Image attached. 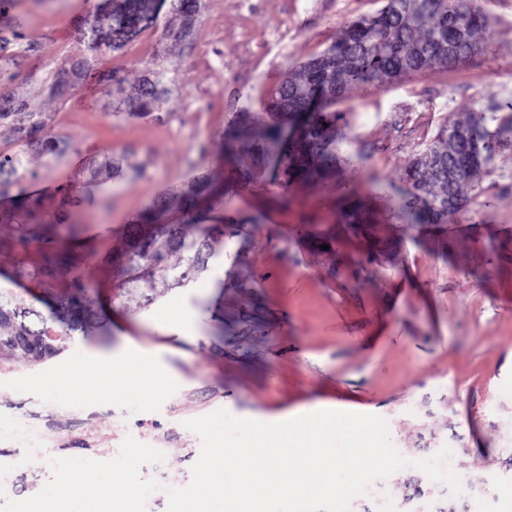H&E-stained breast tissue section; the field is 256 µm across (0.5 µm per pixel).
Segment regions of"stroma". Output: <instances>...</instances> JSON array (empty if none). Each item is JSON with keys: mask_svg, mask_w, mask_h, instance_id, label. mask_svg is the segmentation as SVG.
<instances>
[{"mask_svg": "<svg viewBox=\"0 0 512 512\" xmlns=\"http://www.w3.org/2000/svg\"><path fill=\"white\" fill-rule=\"evenodd\" d=\"M98 0H11L0 11V93L32 99L57 151L20 148L0 127V152L24 151L26 168L5 188L44 194V218L82 225L86 272L104 328L75 332L67 350L40 364H0V512H24L62 472L123 468L140 512H166L167 490L186 486L201 438L186 420L217 410L244 418L287 417L315 403L351 405L388 423L410 467L351 500L350 512H504L512 502V151L501 152L481 192L451 225L402 223L392 204L405 167L444 118L512 96V0H482L490 47L346 93L339 136L364 160L342 163L335 180L261 183L240 189L231 218L263 219L251 237H225L207 272L158 293L147 281L121 297L107 257L117 232L158 193L180 192L218 172L224 127L257 112L299 65L326 50L344 25L375 14L382 0H204L192 34L162 37L167 0L100 78L58 100L52 70L78 53V27ZM166 70L168 94L137 118L106 94L105 75L134 93L148 66ZM402 127H393L397 116ZM81 199L63 205V192ZM359 203L369 237L336 231L342 208ZM329 249H321L322 241ZM243 280L224 286L227 273ZM165 367L158 394L123 389L90 352L126 341ZM449 447L462 491L414 468ZM495 484L494 497L477 490Z\"/></svg>", "mask_w": 512, "mask_h": 512, "instance_id": "1", "label": "stroma"}]
</instances>
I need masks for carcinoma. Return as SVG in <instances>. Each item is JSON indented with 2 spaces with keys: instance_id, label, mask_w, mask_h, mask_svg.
Instances as JSON below:
<instances>
[{
  "instance_id": "cac0c4a2",
  "label": "carcinoma",
  "mask_w": 512,
  "mask_h": 512,
  "mask_svg": "<svg viewBox=\"0 0 512 512\" xmlns=\"http://www.w3.org/2000/svg\"><path fill=\"white\" fill-rule=\"evenodd\" d=\"M172 18L186 27L196 21L200 0H171ZM150 25V0H103L86 21L79 38L84 54L70 68H60L51 84L61 98L75 82L93 70L95 56L103 49L118 51L137 32ZM492 40L490 17L479 0H385L372 16L349 22L336 43L319 56L290 70L270 93L264 106L268 120L240 112L224 129V153L237 165L219 179L210 173L188 184L180 193L161 196L119 237L118 288L131 287L147 277L155 289L166 292L184 287L207 270L206 251L226 234H253L259 221L250 224L201 225L189 203L205 197L214 208L229 209L234 185H249L262 174L281 188L292 182L323 183L336 178L338 160L336 124L344 113L332 110L346 89L363 84L383 85L433 64L462 62L483 50ZM166 74L153 72L136 94L123 102L128 111L148 114L168 93ZM11 123L19 139L33 140L44 126L42 113L15 97L0 99V126ZM512 149V97L492 103L490 111H472L464 120L444 119L435 135L407 166L406 192L396 209L406 224H446L463 209L468 197L463 189L481 188L483 177L493 173L503 150ZM25 168V156L0 155L1 184ZM27 221L14 223L15 213L0 207V224L10 225L9 238L0 247L18 245L39 252L36 261L14 265L15 278L36 288L54 282L66 288L59 300L61 312L80 308L81 318L60 329L34 308L8 292H0V361L32 359L31 348L43 342L52 356L67 348L70 334L93 324L91 288L82 266L63 257L56 241L73 239L74 224H47L37 199L19 203ZM184 252L175 265L167 257Z\"/></svg>"
}]
</instances>
